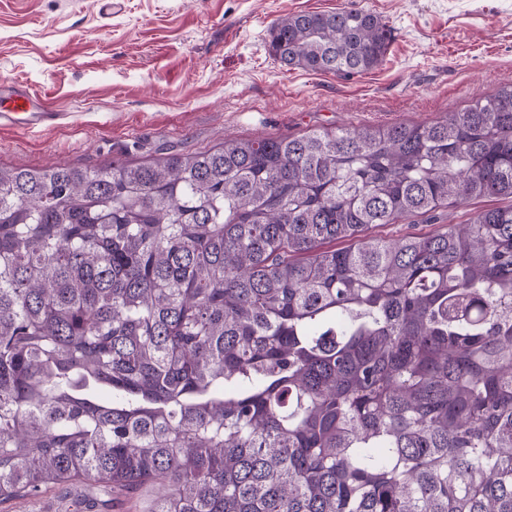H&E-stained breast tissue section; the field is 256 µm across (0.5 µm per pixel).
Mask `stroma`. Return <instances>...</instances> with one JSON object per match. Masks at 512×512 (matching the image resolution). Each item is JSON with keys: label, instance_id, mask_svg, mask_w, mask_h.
Masks as SVG:
<instances>
[{"label": "stroma", "instance_id": "35a3bbf8", "mask_svg": "<svg viewBox=\"0 0 512 512\" xmlns=\"http://www.w3.org/2000/svg\"><path fill=\"white\" fill-rule=\"evenodd\" d=\"M340 8L387 24L379 66L339 77L273 59V21ZM509 79L512 0H125L106 23L94 0H0V86L62 112L51 128L0 127V166L141 162L161 147L433 122ZM101 496L74 482L0 512H89Z\"/></svg>", "mask_w": 512, "mask_h": 512}]
</instances>
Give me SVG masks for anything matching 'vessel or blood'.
Returning a JSON list of instances; mask_svg holds the SVG:
<instances>
[{"mask_svg": "<svg viewBox=\"0 0 512 512\" xmlns=\"http://www.w3.org/2000/svg\"><path fill=\"white\" fill-rule=\"evenodd\" d=\"M61 117L46 97L19 85L0 86V125L28 130L48 127Z\"/></svg>", "mask_w": 512, "mask_h": 512, "instance_id": "b4317fda", "label": "vessel or blood"}]
</instances>
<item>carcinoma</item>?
Masks as SVG:
<instances>
[{
	"instance_id": "obj_1",
	"label": "carcinoma",
	"mask_w": 512,
	"mask_h": 512,
	"mask_svg": "<svg viewBox=\"0 0 512 512\" xmlns=\"http://www.w3.org/2000/svg\"><path fill=\"white\" fill-rule=\"evenodd\" d=\"M351 76L389 30L297 12ZM512 81L433 123L0 166V502L158 485L149 512H512ZM501 201L497 198H484L477 204H473L469 207L460 208H445L439 211V219L434 223L430 224L425 222L419 217L411 218L409 220H399L396 224L389 225L387 227L371 229L368 233L371 234H389V235H403L406 233H427L429 231L436 230L441 226L448 224V214L454 223L463 222L467 218V214L470 209L473 208H489L498 206ZM410 224H416L411 226Z\"/></svg>"
}]
</instances>
